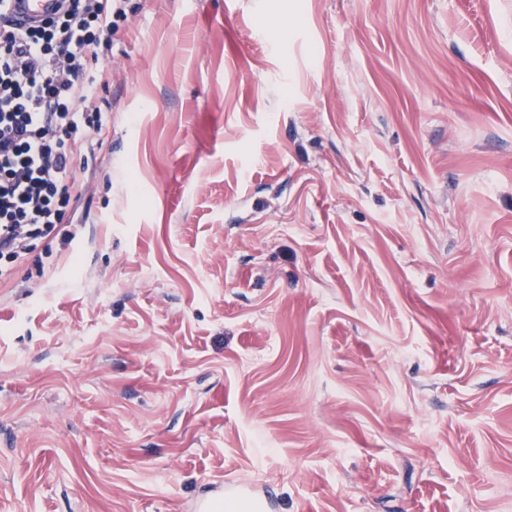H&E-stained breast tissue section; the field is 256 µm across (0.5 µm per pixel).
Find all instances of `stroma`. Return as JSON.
I'll use <instances>...</instances> for the list:
<instances>
[{
	"instance_id": "35a3bbf8",
	"label": "stroma",
	"mask_w": 512,
	"mask_h": 512,
	"mask_svg": "<svg viewBox=\"0 0 512 512\" xmlns=\"http://www.w3.org/2000/svg\"><path fill=\"white\" fill-rule=\"evenodd\" d=\"M127 15L75 244L0 283V512H512V0ZM224 500L245 501L251 504L253 512H272L274 503L269 500L257 484L243 480H225L214 485L210 495L199 498L193 505V512H218Z\"/></svg>"
}]
</instances>
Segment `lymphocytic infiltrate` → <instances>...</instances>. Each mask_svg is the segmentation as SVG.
<instances>
[{"label":"lymphocytic infiltrate","instance_id":"1","mask_svg":"<svg viewBox=\"0 0 512 512\" xmlns=\"http://www.w3.org/2000/svg\"><path fill=\"white\" fill-rule=\"evenodd\" d=\"M0 0V281L30 260L39 238L71 244L72 202L92 193L74 160L109 132L96 107L126 0H57L54 13L22 22Z\"/></svg>","mask_w":512,"mask_h":512}]
</instances>
